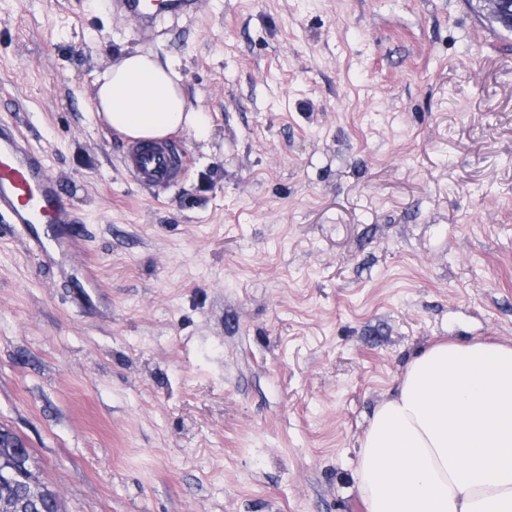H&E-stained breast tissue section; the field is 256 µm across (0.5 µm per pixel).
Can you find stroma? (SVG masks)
I'll return each mask as SVG.
<instances>
[{
	"label": "stroma",
	"instance_id": "35a3bbf8",
	"mask_svg": "<svg viewBox=\"0 0 512 512\" xmlns=\"http://www.w3.org/2000/svg\"><path fill=\"white\" fill-rule=\"evenodd\" d=\"M148 43L101 0H0V120L81 252L0 228V427L64 512H366L355 448L439 340L512 342V35L471 0H202ZM175 60L208 141L156 194L97 118Z\"/></svg>",
	"mask_w": 512,
	"mask_h": 512
}]
</instances>
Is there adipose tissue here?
<instances>
[{
	"label": "adipose tissue",
	"instance_id": "obj_1",
	"mask_svg": "<svg viewBox=\"0 0 512 512\" xmlns=\"http://www.w3.org/2000/svg\"><path fill=\"white\" fill-rule=\"evenodd\" d=\"M174 62L126 54L100 79L99 117L133 141L210 137ZM366 512H512V344L440 341L417 352L356 450Z\"/></svg>",
	"mask_w": 512,
	"mask_h": 512
}]
</instances>
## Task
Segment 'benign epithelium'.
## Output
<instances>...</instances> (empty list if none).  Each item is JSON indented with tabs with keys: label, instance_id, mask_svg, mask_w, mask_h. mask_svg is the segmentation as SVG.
Masks as SVG:
<instances>
[{
	"label": "benign epithelium",
	"instance_id": "7a95c632",
	"mask_svg": "<svg viewBox=\"0 0 512 512\" xmlns=\"http://www.w3.org/2000/svg\"><path fill=\"white\" fill-rule=\"evenodd\" d=\"M476 2L479 13L512 33V0ZM0 484L12 488L0 494V512H62L58 495L35 476L22 439L3 428H0Z\"/></svg>",
	"mask_w": 512,
	"mask_h": 512
}]
</instances>
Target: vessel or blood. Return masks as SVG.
Returning a JSON list of instances; mask_svg holds the SVG:
<instances>
[{"label":"vessel or blood","mask_w":512,"mask_h":512,"mask_svg":"<svg viewBox=\"0 0 512 512\" xmlns=\"http://www.w3.org/2000/svg\"><path fill=\"white\" fill-rule=\"evenodd\" d=\"M200 0H109L111 13L136 18L141 40L154 41L158 28L169 17L193 15ZM122 163L137 185L147 189H170L186 169V157L175 144L154 141L128 145ZM42 153L22 136L16 125L0 122V219L26 227L30 251L46 250L45 239L56 242L59 251L75 254L79 239L71 231L78 217L63 197L60 180L47 171Z\"/></svg>","instance_id":"b4317fda"}]
</instances>
